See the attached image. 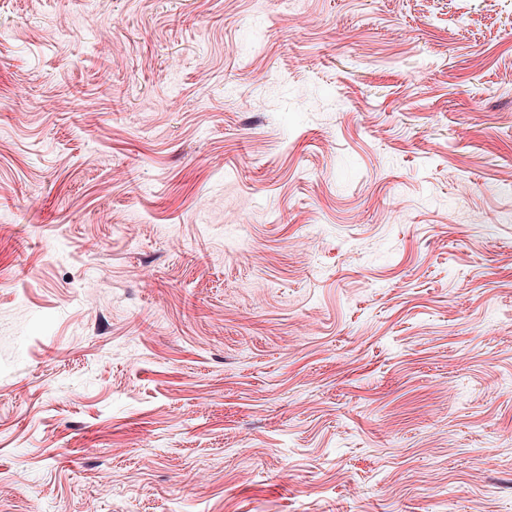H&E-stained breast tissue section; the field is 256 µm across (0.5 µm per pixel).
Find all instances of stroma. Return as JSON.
<instances>
[{
    "label": "stroma",
    "instance_id": "35a3bbf8",
    "mask_svg": "<svg viewBox=\"0 0 512 512\" xmlns=\"http://www.w3.org/2000/svg\"><path fill=\"white\" fill-rule=\"evenodd\" d=\"M0 512H512V0H0Z\"/></svg>",
    "mask_w": 512,
    "mask_h": 512
}]
</instances>
